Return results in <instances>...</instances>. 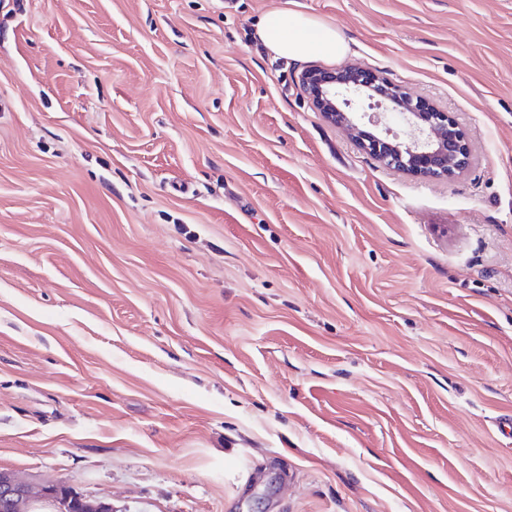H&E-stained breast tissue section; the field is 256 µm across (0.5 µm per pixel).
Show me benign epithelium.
Listing matches in <instances>:
<instances>
[{"mask_svg": "<svg viewBox=\"0 0 512 512\" xmlns=\"http://www.w3.org/2000/svg\"><path fill=\"white\" fill-rule=\"evenodd\" d=\"M302 83L313 106L336 125L353 131L359 147L384 166L426 179H452L468 169L472 152L466 133L449 113L420 111L422 100L375 73L348 65L313 68ZM397 114L409 128L401 141L381 128L379 110ZM112 512L58 481L34 486L0 470V512Z\"/></svg>", "mask_w": 512, "mask_h": 512, "instance_id": "benign-epithelium-1", "label": "benign epithelium"}]
</instances>
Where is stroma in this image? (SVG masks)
I'll return each instance as SVG.
<instances>
[{"label": "stroma", "mask_w": 512, "mask_h": 512, "mask_svg": "<svg viewBox=\"0 0 512 512\" xmlns=\"http://www.w3.org/2000/svg\"><path fill=\"white\" fill-rule=\"evenodd\" d=\"M290 9L345 37L292 61ZM356 65L475 161L386 168ZM512 0H0V469L114 512H512ZM255 35L270 52L288 59L340 56L348 48L342 34L333 26L290 10L265 13L255 26ZM302 83L313 106L332 123L353 131L359 147L387 168L426 179H452L473 162L466 133L453 116L434 108L419 112L421 99L369 70L353 65L313 68L304 72ZM395 94L399 99L392 102ZM364 98L370 100L368 109L384 112H366ZM387 111L408 126L407 141L381 128V114Z\"/></svg>", "instance_id": "stroma-1"}]
</instances>
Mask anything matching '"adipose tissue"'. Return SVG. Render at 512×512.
Here are the masks:
<instances>
[{
    "label": "adipose tissue",
    "mask_w": 512,
    "mask_h": 512,
    "mask_svg": "<svg viewBox=\"0 0 512 512\" xmlns=\"http://www.w3.org/2000/svg\"><path fill=\"white\" fill-rule=\"evenodd\" d=\"M262 45L276 56L300 60L314 55H343L348 45L331 25L290 10L265 13L255 26Z\"/></svg>",
    "instance_id": "ef3b65f1"
}]
</instances>
